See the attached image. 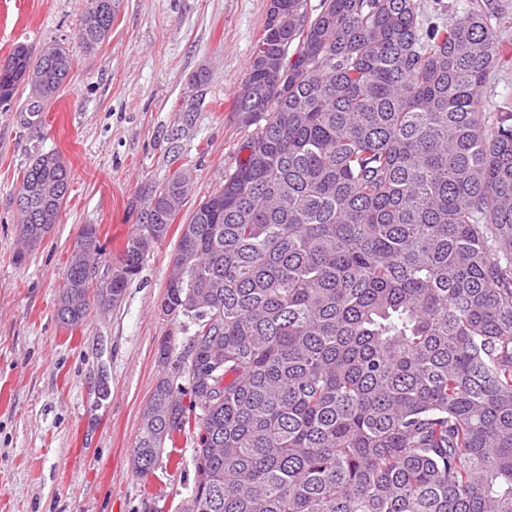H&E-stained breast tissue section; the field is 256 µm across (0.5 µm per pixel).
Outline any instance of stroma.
I'll list each match as a JSON object with an SVG mask.
<instances>
[{
  "instance_id": "1",
  "label": "stroma",
  "mask_w": 512,
  "mask_h": 512,
  "mask_svg": "<svg viewBox=\"0 0 512 512\" xmlns=\"http://www.w3.org/2000/svg\"><path fill=\"white\" fill-rule=\"evenodd\" d=\"M112 29L88 52L78 37L87 0H0V64L18 44H61L69 79L29 122L28 91L0 106V512H142L143 496L175 512L194 486V438L181 435L168 465L132 469L141 413L159 373L157 346L184 350L182 318L161 300L178 238L145 255L115 305H92L69 329L56 319L67 262L83 225H96L107 258L125 248L149 188L174 171L191 177L188 207L224 185L246 157L249 130L232 108L268 0H115ZM432 21L472 8L505 15L485 109L512 107V0H422ZM208 79L192 87L198 71ZM194 101L195 111L182 105ZM55 151L71 171L58 220L16 261V192L33 155ZM99 263L89 290L108 275Z\"/></svg>"
}]
</instances>
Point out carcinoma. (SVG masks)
<instances>
[{
	"label": "carcinoma",
	"mask_w": 512,
	"mask_h": 512,
	"mask_svg": "<svg viewBox=\"0 0 512 512\" xmlns=\"http://www.w3.org/2000/svg\"><path fill=\"white\" fill-rule=\"evenodd\" d=\"M113 16L88 0L86 50ZM423 17L420 0L267 11L233 100L247 156L181 226L161 303L194 332L181 353L161 342L133 453L144 477L198 430L177 512H512V110L488 117L481 93L508 18ZM71 69L60 46H16L0 105L23 82L38 116ZM58 173L49 152L25 169L21 241L56 223ZM188 192L180 170L152 187L134 238L165 240ZM82 232L68 328L101 256ZM142 262L116 257L113 302Z\"/></svg>",
	"instance_id": "carcinoma-1"
}]
</instances>
